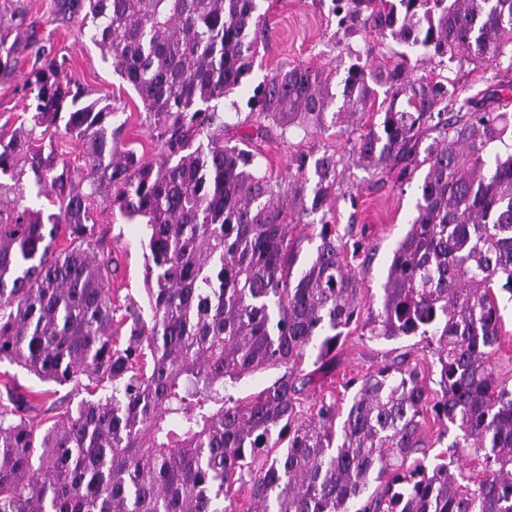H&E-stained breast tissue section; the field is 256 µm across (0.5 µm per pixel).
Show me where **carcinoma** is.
<instances>
[{"mask_svg":"<svg viewBox=\"0 0 512 512\" xmlns=\"http://www.w3.org/2000/svg\"><path fill=\"white\" fill-rule=\"evenodd\" d=\"M76 2L159 153L112 146V106L68 79L52 46L35 50L31 126L0 133V362L85 396L43 430L25 396L0 400V512H512V369L491 363L503 339L494 289L512 295V151L486 161L512 140V116L491 106L512 99V0H339V28L398 44L399 59L350 52L339 94L331 74L297 65L249 98L258 135L268 123L342 129L374 110L352 163L402 184L426 168L362 335L420 337L437 388L402 356L348 380L343 415L335 393L304 394L336 372L360 306L329 219L343 158L299 152L285 178L224 142L218 104L253 71L258 0ZM26 16L23 0H0L1 73ZM412 54L429 74H414ZM466 63L494 76L454 98L443 71ZM61 122L84 151L77 178L35 143ZM93 199L146 219L147 316L112 303ZM315 216L320 241L300 264L290 232ZM62 230L77 245L58 252ZM269 370L281 374L239 396ZM430 416L440 436L455 432L440 462L419 455ZM469 457L476 477L460 465Z\"/></svg>","mask_w":512,"mask_h":512,"instance_id":"carcinoma-1","label":"carcinoma"}]
</instances>
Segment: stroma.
<instances>
[{"label":"stroma","instance_id":"stroma-1","mask_svg":"<svg viewBox=\"0 0 512 512\" xmlns=\"http://www.w3.org/2000/svg\"><path fill=\"white\" fill-rule=\"evenodd\" d=\"M29 25L24 38L53 46L58 56L66 57L67 76L91 91L93 98L111 104L124 122V147L151 160L156 156L155 136L145 120L142 102L136 92L105 62L99 49L84 34V15L58 9L56 0H24ZM335 0H263L267 23L264 42L255 67L246 84L225 105L227 128L224 138L237 143L249 130L247 104L254 88L266 78L304 64L326 71L344 70L349 63V50L369 54L376 63L389 64L397 49L395 43L379 42L373 34L360 31L345 34L337 26ZM33 57L20 55L10 73L0 74V129L12 131L26 118V83ZM369 118L360 125L336 132L304 133L291 128L268 126L262 137L253 139L251 148L258 153L264 167L273 174H286L292 153L304 150L322 154L337 151L348 156L353 143L363 133ZM416 202V187L399 185L395 176L378 177L353 164H346L343 178L336 189L333 206L338 233L353 232L362 242L357 264L362 281V300L377 301L387 276L394 250L409 229ZM93 218L104 235V255L116 265L110 282L112 296L122 304L146 305L145 260L143 242L146 227L142 220L132 222L113 213L100 200H92ZM412 358H426L418 338L371 340L362 334L361 323L352 324L340 354L337 375L359 377L403 353ZM14 390L33 401L28 417L34 426L47 427L56 413L69 403L77 402L74 384L43 382L21 366L0 363V393Z\"/></svg>","mask_w":512,"mask_h":512}]
</instances>
